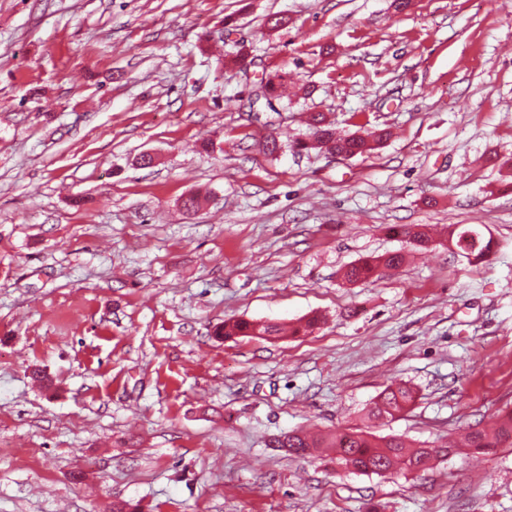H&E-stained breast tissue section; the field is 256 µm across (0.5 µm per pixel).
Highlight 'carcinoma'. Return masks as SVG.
Returning <instances> with one entry per match:
<instances>
[{
  "label": "carcinoma",
  "mask_w": 512,
  "mask_h": 512,
  "mask_svg": "<svg viewBox=\"0 0 512 512\" xmlns=\"http://www.w3.org/2000/svg\"><path fill=\"white\" fill-rule=\"evenodd\" d=\"M311 140L299 141L300 149H318L329 153L362 155L376 149L386 137L381 130L366 136L340 137L336 130L325 124L320 115L311 119ZM492 250L491 241L478 237L465 245L466 257L473 263L483 262ZM405 261V255L394 252L350 265L344 277L349 283H357L375 275L382 267L396 269ZM283 333V328L269 322H255L243 319H227L216 331L224 339L240 336L275 338ZM415 401L413 389L404 384L387 387L369 411V415L380 418H395L406 411ZM463 442L469 448L488 450L490 448L512 447V409L498 414L489 429L477 425L471 426L462 435ZM278 447L289 453L303 456L320 449H336V463L361 473L378 475L397 470L400 463L406 469L416 471L427 465L432 456L446 457L454 452L452 448H425L417 446L397 436L377 437L370 433L351 432L345 434L317 433L313 435L288 433L276 440Z\"/></svg>",
  "instance_id": "1"
}]
</instances>
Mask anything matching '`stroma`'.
Here are the masks:
<instances>
[{
	"mask_svg": "<svg viewBox=\"0 0 512 512\" xmlns=\"http://www.w3.org/2000/svg\"><path fill=\"white\" fill-rule=\"evenodd\" d=\"M311 112L392 136L300 151ZM394 382L414 406L367 420ZM510 407L512 0H0V512H512V448L380 476L274 446ZM467 230L470 229L457 230L456 228L448 226V240H451L453 243H455L456 247L464 250L466 252V257L472 263H482L492 250V242L490 239L484 242L481 236L475 231L477 238L475 240L473 239L471 242H468L465 247H462L460 245L462 234ZM405 261V255L394 252L350 265L344 277L349 283H357L375 275L381 267L387 269L399 268ZM283 330L281 326L269 322L227 319L224 320V325L216 331L215 335L224 337V340L240 336H261V338L270 339L280 336Z\"/></svg>",
	"mask_w": 512,
	"mask_h": 512,
	"instance_id": "stroma-1",
	"label": "stroma"
}]
</instances>
